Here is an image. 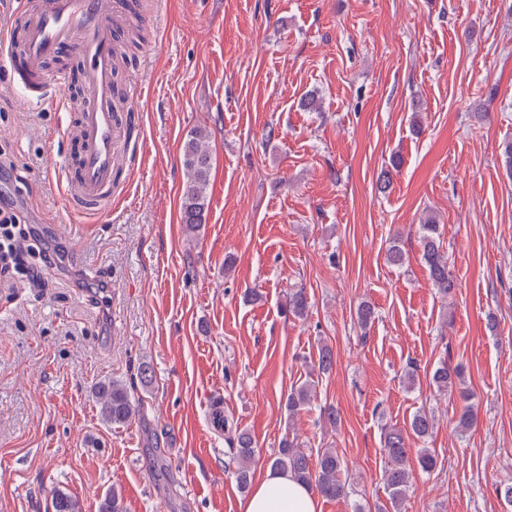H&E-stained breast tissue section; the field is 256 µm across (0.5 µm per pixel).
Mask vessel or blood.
<instances>
[{"instance_id":"vessel-or-blood-1","label":"vessel or blood","mask_w":512,"mask_h":512,"mask_svg":"<svg viewBox=\"0 0 512 512\" xmlns=\"http://www.w3.org/2000/svg\"><path fill=\"white\" fill-rule=\"evenodd\" d=\"M138 9L137 0H40L34 7L21 0L15 30L0 35L9 80L31 106L40 105L51 89L67 90L65 70H44L63 45H72L82 60L85 102L65 130L77 143L75 162L65 168V198L80 213H97L111 201L120 157L136 152L141 142L136 110L143 84L133 77L117 85L123 62L115 51L120 33ZM120 92L129 103L123 113L115 107Z\"/></svg>"}]
</instances>
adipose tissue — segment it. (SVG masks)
I'll use <instances>...</instances> for the list:
<instances>
[{"instance_id":"ef3b65f1","label":"adipose tissue","mask_w":512,"mask_h":512,"mask_svg":"<svg viewBox=\"0 0 512 512\" xmlns=\"http://www.w3.org/2000/svg\"><path fill=\"white\" fill-rule=\"evenodd\" d=\"M241 512H320L317 495L290 473L266 468L240 503Z\"/></svg>"}]
</instances>
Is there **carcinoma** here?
Listing matches in <instances>:
<instances>
[{
	"label": "carcinoma",
	"instance_id": "carcinoma-1",
	"mask_svg": "<svg viewBox=\"0 0 512 512\" xmlns=\"http://www.w3.org/2000/svg\"><path fill=\"white\" fill-rule=\"evenodd\" d=\"M211 132L203 126L193 128L182 144V165L185 172V185L180 204V223L186 231L193 233L206 223L210 189L212 158L204 143ZM418 239L421 248V262L433 288L446 298L457 288L455 277L448 267V254L444 250L440 225L430 218L418 225ZM309 302L305 288H293L283 304L286 315L301 318L307 315ZM431 383L438 395L456 396L462 403L457 428L461 432L469 430L476 422L477 410L474 393L466 383L464 368L452 364L448 359L439 361L431 373ZM100 408L101 420L110 426L121 427L129 424L138 414L126 383L106 378L98 382L94 389ZM317 393L315 382H307L291 390L285 399L288 417H293L306 409ZM435 426L434 415L426 409L416 411L409 422V429L389 427L383 434V448L387 457L384 482L388 490V502L381 503L375 512H402L404 502L413 481V473L408 466L409 441L415 437L422 442L432 435ZM229 449L228 466L233 468L238 486L247 489L251 478V466L257 456V445L251 434L245 430H234L227 436ZM275 468L291 473L298 481L309 486L323 498L337 499L347 495L342 471L346 464L336 450L326 448L318 453L317 461H312L297 438H283L277 453L269 458ZM52 512H82L79 500L71 494L56 488L51 496ZM99 512H127L124 498L117 489H112L100 501Z\"/></svg>",
	"mask_w": 512,
	"mask_h": 512
}]
</instances>
